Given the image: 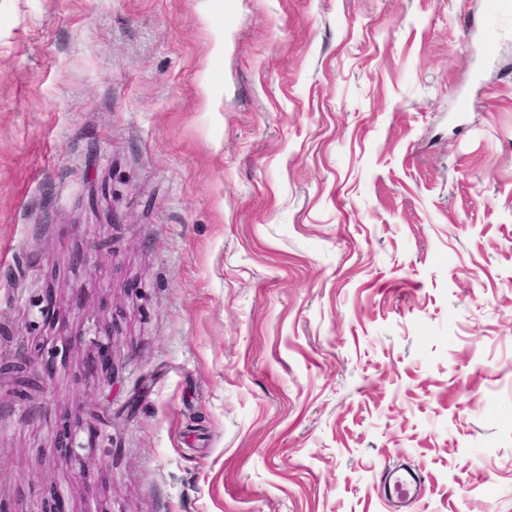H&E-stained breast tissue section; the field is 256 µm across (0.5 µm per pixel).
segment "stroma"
Listing matches in <instances>:
<instances>
[{"mask_svg":"<svg viewBox=\"0 0 512 512\" xmlns=\"http://www.w3.org/2000/svg\"><path fill=\"white\" fill-rule=\"evenodd\" d=\"M487 5L0 0V512H512ZM93 335L95 336L93 342L98 348V357L90 362V372L112 370V328H106L104 333L96 329ZM425 483L426 479L422 471L399 468L388 472L384 479V488L386 496L396 500L400 507L404 508L398 510L407 512L404 511L406 507L422 498Z\"/></svg>","mask_w":512,"mask_h":512,"instance_id":"35a3bbf8","label":"stroma"}]
</instances>
